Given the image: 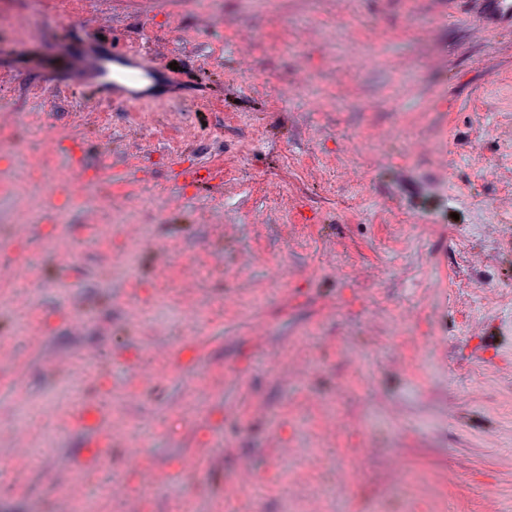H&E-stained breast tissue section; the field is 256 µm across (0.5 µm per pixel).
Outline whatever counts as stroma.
<instances>
[{
  "label": "stroma",
  "instance_id": "35a3bbf8",
  "mask_svg": "<svg viewBox=\"0 0 512 512\" xmlns=\"http://www.w3.org/2000/svg\"><path fill=\"white\" fill-rule=\"evenodd\" d=\"M89 40L153 59L140 103L78 78ZM58 170L112 195L69 197ZM502 238L512 31L461 2L0 0V252L33 268L0 279V512H122L110 480L140 512H512ZM81 404L125 422L92 472ZM21 427L22 484L4 440ZM322 453L330 468L309 466ZM6 440L21 463L26 464L33 457L35 448L29 429H15ZM57 476L61 479L65 494L72 502L83 501L86 497L87 486L82 479L73 476L72 469L62 461L54 460L51 463Z\"/></svg>",
  "mask_w": 512,
  "mask_h": 512
}]
</instances>
